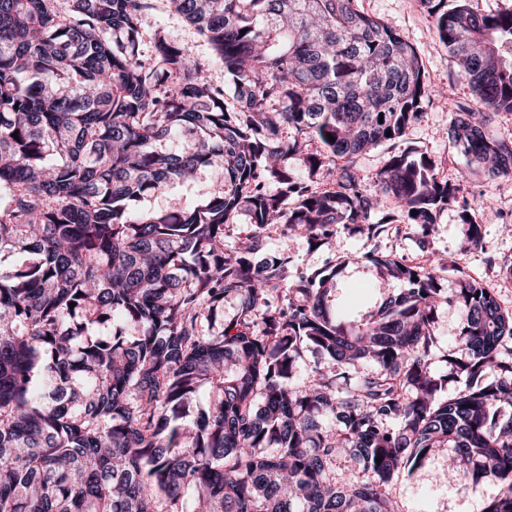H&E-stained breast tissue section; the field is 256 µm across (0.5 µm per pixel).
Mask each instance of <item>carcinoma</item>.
I'll list each match as a JSON object with an SVG mask.
<instances>
[{
	"instance_id": "1",
	"label": "carcinoma",
	"mask_w": 512,
	"mask_h": 512,
	"mask_svg": "<svg viewBox=\"0 0 512 512\" xmlns=\"http://www.w3.org/2000/svg\"><path fill=\"white\" fill-rule=\"evenodd\" d=\"M65 2L0 0V253L21 256L0 268V512H401L387 486L447 447L474 486L499 485L486 512H512V313L494 289L463 277L448 295L447 263L367 252L354 263L402 288L352 327L330 309L345 264L255 262L271 224L315 246L401 224L423 250L457 203L482 244L491 197L463 198L466 173L405 149L371 189L357 162L438 100L467 167L512 176V137L489 134L512 113V9L419 0L473 92L457 100L359 0H166L229 103L191 45L158 31L140 58L156 0ZM213 168L202 202L138 208ZM242 212L253 230L226 250ZM443 303L462 321L446 373ZM306 348L330 365L300 378ZM156 30H163L171 40L192 43L198 56L208 63L205 75L214 83L224 84V68L210 45L181 17L170 12L162 2H156V9L144 21L140 50L146 58L154 52L153 35Z\"/></svg>"
}]
</instances>
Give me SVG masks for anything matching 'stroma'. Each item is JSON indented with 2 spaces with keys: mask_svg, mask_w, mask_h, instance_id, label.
<instances>
[{
  "mask_svg": "<svg viewBox=\"0 0 512 512\" xmlns=\"http://www.w3.org/2000/svg\"><path fill=\"white\" fill-rule=\"evenodd\" d=\"M362 8L399 29L416 46L421 56L428 82L434 85L453 84V93L459 99H471L469 86L457 78L458 67L447 47L438 39L431 21L419 8L416 0H361ZM164 31L172 40L192 43L198 56L207 63L205 74L214 83L224 81V68L210 45L178 15L169 11L163 0L145 19L140 50L144 56L154 52L155 31ZM450 114L446 106L430 105L423 120L407 132L404 145L428 153L437 159L442 178L455 179L466 166L465 158L445 140V129ZM217 171L202 174L196 181L169 185L165 190L145 195L139 207L160 211L192 206L206 199L213 185L220 179ZM468 198L491 193L492 207L478 211L476 220L482 226L483 245L466 248L464 226L455 212L442 215L430 239L427 251H420L415 242L405 236L389 233L379 240L367 239L359 233H344L336 241L335 251L312 248L305 238L284 236L281 227L265 232V252L272 255L287 252L292 259L293 271H313L323 268L330 254L340 256L362 255L370 250L394 253L412 260H424L434 255L447 261L449 268L440 274L445 291H453L461 277L470 276L494 288L504 311L512 312V277L504 276V267L512 266V177H494L488 171L470 172L465 186ZM374 270L360 265H349L339 276L331 296L332 310L345 321L358 323L376 312L384 296L392 292L393 283L376 285ZM451 450L441 448L428 455L420 466L402 472L388 486V492L397 501L401 512H485L490 499L497 493L493 482L482 489H474L462 470H449Z\"/></svg>",
  "mask_w": 512,
  "mask_h": 512,
  "instance_id": "obj_1",
  "label": "stroma"
}]
</instances>
